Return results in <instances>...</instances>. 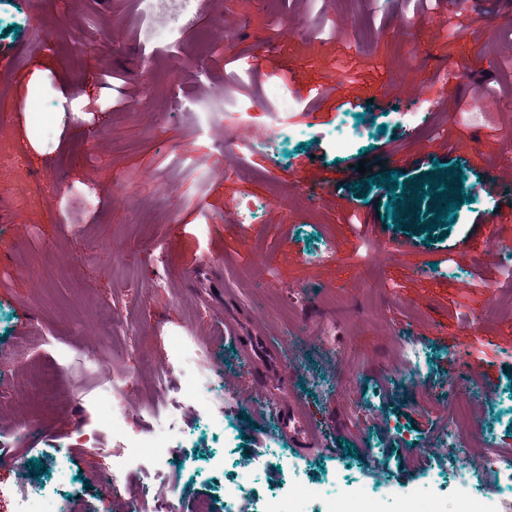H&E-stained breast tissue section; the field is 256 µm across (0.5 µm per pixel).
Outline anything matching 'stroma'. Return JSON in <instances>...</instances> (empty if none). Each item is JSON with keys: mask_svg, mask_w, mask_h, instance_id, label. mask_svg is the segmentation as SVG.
<instances>
[{"mask_svg": "<svg viewBox=\"0 0 512 512\" xmlns=\"http://www.w3.org/2000/svg\"><path fill=\"white\" fill-rule=\"evenodd\" d=\"M145 24L139 0H0V151L22 158L0 164V512L34 459L28 483L68 512H134L162 488L175 512H224L232 482L260 512L296 484L404 491L460 469L507 498L484 458L512 450V265L476 229L512 204L489 185L512 158V0H207L170 49ZM218 82L259 117L274 82L329 97L235 155L214 133L233 115L201 113ZM477 92L488 119L449 117ZM363 157L400 194L459 168L471 200L441 233L395 227L387 189H356ZM99 361L129 373L121 393ZM462 365L484 382L449 384ZM293 406L319 432L304 455L280 429ZM161 428L158 482L129 444ZM451 439L464 455L430 456Z\"/></svg>", "mask_w": 512, "mask_h": 512, "instance_id": "1", "label": "stroma"}]
</instances>
